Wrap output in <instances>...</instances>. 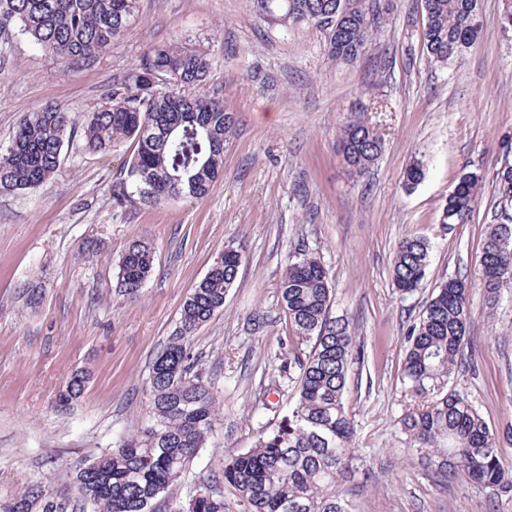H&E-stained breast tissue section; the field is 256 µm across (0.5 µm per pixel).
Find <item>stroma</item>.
<instances>
[{"label": "stroma", "instance_id": "1", "mask_svg": "<svg viewBox=\"0 0 512 512\" xmlns=\"http://www.w3.org/2000/svg\"><path fill=\"white\" fill-rule=\"evenodd\" d=\"M504 0H479L481 38L459 63L439 67L422 49V0H391L390 14L361 60L336 65L321 29L271 26L249 0H139V24L95 66L66 70L26 37L0 41V151L22 114L58 105L96 110L103 89L151 48L192 35L211 62L205 91L239 123L224 146V175L202 199L120 207L110 185L126 153L64 147L58 174L0 196V496L38 484L75 496V472L116 441L138 435L149 414L151 365L190 289L233 246L242 255L224 309L192 339L212 383L219 420L176 492L188 496L225 457L254 445L289 411L268 392L290 346L279 285L298 244L329 272L332 313L349 320L364 356L344 394L354 419L357 472L347 482L353 512H512V491L457 477L433 484L407 450L398 424L408 399L400 382L404 337L432 290L478 269L495 208L493 174L512 142V33ZM385 139L379 161L351 178L337 133L358 99ZM425 177L403 186L413 160ZM484 182L470 223L439 219L457 179ZM409 234L431 244L423 286L401 295L392 259ZM154 248L137 299L115 291L118 260L134 239ZM99 251L88 255L86 245ZM41 282L39 308L18 291ZM465 360L455 381L493 427L512 422V292L488 307L469 296ZM89 380L66 410L57 393L75 371Z\"/></svg>", "mask_w": 512, "mask_h": 512}]
</instances>
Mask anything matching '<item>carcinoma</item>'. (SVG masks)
Masks as SVG:
<instances>
[{
  "label": "carcinoma",
  "instance_id": "carcinoma-1",
  "mask_svg": "<svg viewBox=\"0 0 512 512\" xmlns=\"http://www.w3.org/2000/svg\"><path fill=\"white\" fill-rule=\"evenodd\" d=\"M256 16L271 25H311L327 35L328 52L338 65L361 58L370 37L385 22L377 0H250ZM423 47L440 66L460 62L481 37L478 0H424ZM139 16L138 0H0V39L25 35L66 69L97 64ZM168 81L155 83L158 72ZM210 78L209 61L187 39L153 48L102 93L93 112L76 116L56 105L24 113L5 152L0 153V194L37 187L60 169L65 140L76 137L89 153L107 154L130 141L129 158L112 181L119 206H157L180 198L203 199L224 170V144L234 114L222 100L198 93ZM368 105L354 104L339 131L342 164L354 177L365 176L380 159L384 138L366 116ZM497 205L486 227L477 285L495 304L512 291V158L494 172ZM483 176H460L443 207V224L467 223ZM431 245L409 235L398 245L393 281L401 294L417 291L426 277ZM152 246L127 243L121 255L116 291L139 296L151 276ZM242 263L226 247L185 298L177 325L156 357L149 379L150 424L136 437L109 449L74 478L78 501L95 512H226L224 492L241 512H352L339 487L354 474L351 448L354 420L344 404L356 339L347 319L331 315L332 289L319 258L306 250L288 257L280 283L282 311L293 342L288 367L271 377L294 384V405L277 423L263 427L255 444L224 459V469L186 499L169 495L205 447L218 420L210 381L191 352L197 330L224 310L225 294ZM466 276L448 278L427 300L405 336L402 381L410 404L399 423L409 450L438 485L464 474L484 487L512 489V474L501 467L500 450L512 444V425H488L454 384L469 318L472 287ZM25 304L43 300L38 282L24 285ZM86 374L72 375L58 395L63 409L78 398ZM53 497L39 485L0 496V512H77L67 501L53 510Z\"/></svg>",
  "mask_w": 512,
  "mask_h": 512
}]
</instances>
